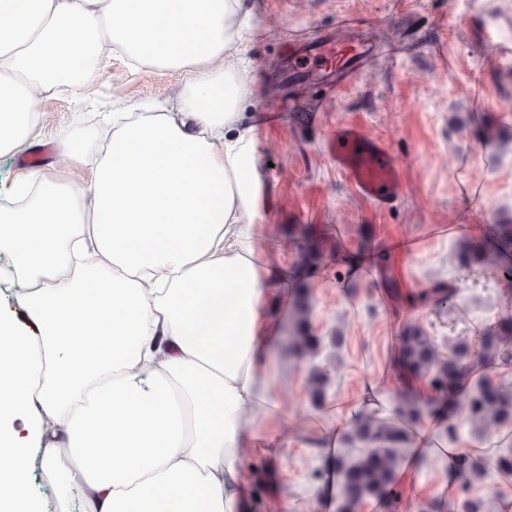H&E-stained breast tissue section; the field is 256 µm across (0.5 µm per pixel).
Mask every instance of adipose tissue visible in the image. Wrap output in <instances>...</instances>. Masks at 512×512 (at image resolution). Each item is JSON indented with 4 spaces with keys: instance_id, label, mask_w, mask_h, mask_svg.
I'll list each match as a JSON object with an SVG mask.
<instances>
[{
    "instance_id": "ef3b65f1",
    "label": "adipose tissue",
    "mask_w": 512,
    "mask_h": 512,
    "mask_svg": "<svg viewBox=\"0 0 512 512\" xmlns=\"http://www.w3.org/2000/svg\"><path fill=\"white\" fill-rule=\"evenodd\" d=\"M240 10L0 0V154L33 133L41 92L98 78L102 44L188 74L171 110L126 113L88 188L35 174L26 201L0 210V249L28 284L24 319L0 313V512H37L35 448L83 512H248V460L280 452L271 296L294 272L288 243L269 260L256 223Z\"/></svg>"
}]
</instances>
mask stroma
Returning <instances> with one entry per match:
<instances>
[{"label": "stroma", "instance_id": "obj_1", "mask_svg": "<svg viewBox=\"0 0 512 512\" xmlns=\"http://www.w3.org/2000/svg\"><path fill=\"white\" fill-rule=\"evenodd\" d=\"M246 7L252 28L237 71L244 87L238 109L244 121L257 124L259 169L270 189L259 221L277 239L302 225L316 229L313 240L291 238L289 263L310 245L323 255L305 283L309 320L321 338L314 357L288 351L295 331L293 292L273 299L282 323L271 371L288 413V433L279 455L246 479L263 482L292 512H336L335 500L320 494L316 474L327 471L329 461L313 448L312 436L335 424V452L344 455L350 451L344 441L348 411L390 417L407 392L421 407L431 402L426 381L406 383L396 369L405 326H419L443 350L468 341L470 379L483 375L512 388V363L478 357L486 325L512 318V285L492 269H464L457 260L467 234L512 224V0H246ZM344 23L366 31L370 40L399 43L396 63L380 61L365 70L341 100L324 81L281 85L289 55L304 49L289 44L290 35L325 38ZM184 81V75L150 64L115 61L88 85L44 92L35 137L0 156V207L14 202L30 173L21 157L44 145L54 157L41 173L88 185L91 162L62 164V134L102 146L112 135L113 113L171 107ZM308 108L318 110L316 123L298 119V111ZM359 120L406 160L403 192L379 212L354 194L328 151L332 131ZM367 231L383 262L368 273L348 270L342 256ZM440 282L451 288V300L424 298L425 289ZM316 368L329 377L321 406L310 395ZM370 381L376 397L359 405ZM455 421L452 445L439 416L427 413L418 422L432 446L418 456L405 449L395 512H422L429 503L454 512L457 475L450 452L477 448L483 475L472 493L485 512H506L512 481L502 479L488 456L506 447V439L477 433L464 408L456 409ZM43 456L34 450L30 469L39 512H80L78 496L58 499L44 475Z\"/></svg>", "mask_w": 512, "mask_h": 512}]
</instances>
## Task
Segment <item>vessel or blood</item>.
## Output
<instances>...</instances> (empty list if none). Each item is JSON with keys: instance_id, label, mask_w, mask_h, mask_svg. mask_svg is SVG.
I'll return each instance as SVG.
<instances>
[{"instance_id": "1", "label": "vessel or blood", "mask_w": 512, "mask_h": 512, "mask_svg": "<svg viewBox=\"0 0 512 512\" xmlns=\"http://www.w3.org/2000/svg\"><path fill=\"white\" fill-rule=\"evenodd\" d=\"M357 55V48L340 28L333 39L311 42L304 55L290 58L288 69L328 72L350 65ZM329 151L355 194L377 208L386 209L402 192V160L364 123L337 127L330 135Z\"/></svg>"}]
</instances>
